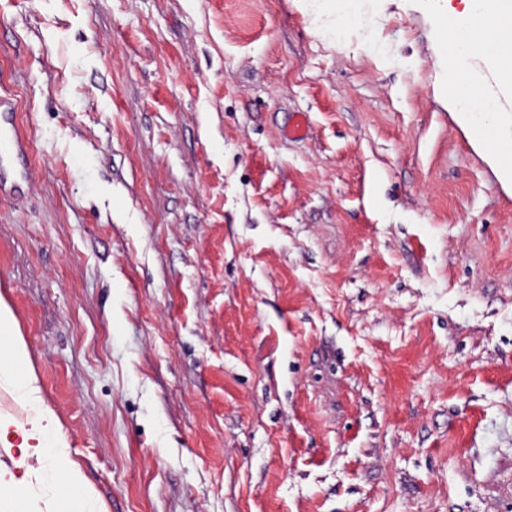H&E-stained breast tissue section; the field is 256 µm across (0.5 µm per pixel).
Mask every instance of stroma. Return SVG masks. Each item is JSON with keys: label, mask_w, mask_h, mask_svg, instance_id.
<instances>
[{"label": "stroma", "mask_w": 512, "mask_h": 512, "mask_svg": "<svg viewBox=\"0 0 512 512\" xmlns=\"http://www.w3.org/2000/svg\"><path fill=\"white\" fill-rule=\"evenodd\" d=\"M442 75L413 0H0V335L105 512H512V187ZM5 101L0 99V194L18 187L28 164L25 138L12 109H2Z\"/></svg>", "instance_id": "1"}]
</instances>
